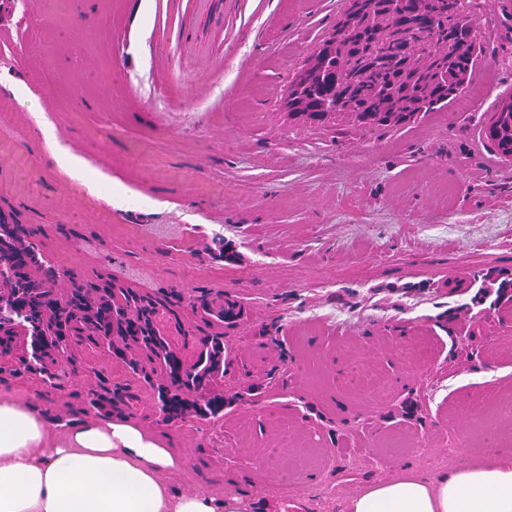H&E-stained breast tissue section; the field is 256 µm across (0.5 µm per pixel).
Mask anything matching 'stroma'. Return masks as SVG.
Returning <instances> with one entry per match:
<instances>
[{
	"instance_id": "1",
	"label": "stroma",
	"mask_w": 512,
	"mask_h": 512,
	"mask_svg": "<svg viewBox=\"0 0 512 512\" xmlns=\"http://www.w3.org/2000/svg\"><path fill=\"white\" fill-rule=\"evenodd\" d=\"M346 7L0 0V224L33 229L61 274L177 298L159 325L187 360L205 331L194 298L238 302L224 391L258 387L222 416L167 422L122 359L84 349L49 399L64 412L99 375L129 387L132 416L187 457L175 488L248 512H338L404 466L435 477L512 442L505 416L469 440L512 390V302L468 305L474 273L512 280V160L481 133L512 95V0H466L484 57L458 99L372 130L283 106ZM0 396L49 400L28 376ZM417 438L429 447H402Z\"/></svg>"
}]
</instances>
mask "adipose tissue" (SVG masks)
<instances>
[{"label": "adipose tissue", "instance_id": "adipose-tissue-1", "mask_svg": "<svg viewBox=\"0 0 512 512\" xmlns=\"http://www.w3.org/2000/svg\"><path fill=\"white\" fill-rule=\"evenodd\" d=\"M0 397V512H246L236 495L187 494L186 459L130 417L73 422ZM341 512H512V451L434 478L404 469L343 499Z\"/></svg>", "mask_w": 512, "mask_h": 512}]
</instances>
